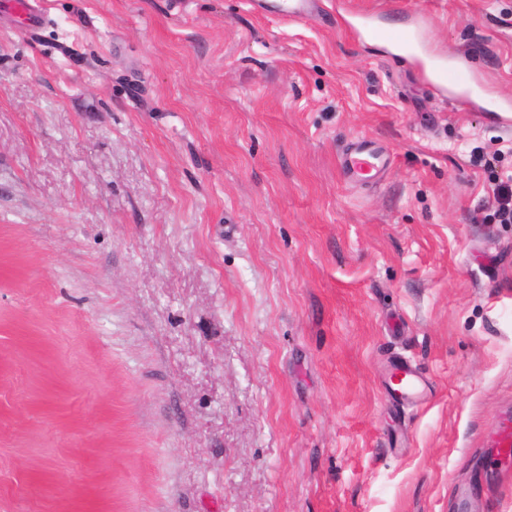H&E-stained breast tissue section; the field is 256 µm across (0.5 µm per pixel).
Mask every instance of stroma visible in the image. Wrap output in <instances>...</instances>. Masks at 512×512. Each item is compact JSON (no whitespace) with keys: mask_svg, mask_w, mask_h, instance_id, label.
Returning <instances> with one entry per match:
<instances>
[{"mask_svg":"<svg viewBox=\"0 0 512 512\" xmlns=\"http://www.w3.org/2000/svg\"><path fill=\"white\" fill-rule=\"evenodd\" d=\"M35 2L0 13V512H512V130L349 26L512 100V0ZM390 163V154L374 140L358 137L342 152L339 169L344 180L370 182L384 174ZM493 175L495 181H500L498 174ZM510 183L509 185L508 181H500L497 184L496 194L500 203L497 211L498 217H500L502 222L512 223V177H510ZM389 393L402 403H418L423 396V382L408 362L393 365L388 376Z\"/></svg>","mask_w":512,"mask_h":512,"instance_id":"obj_1","label":"stroma"}]
</instances>
